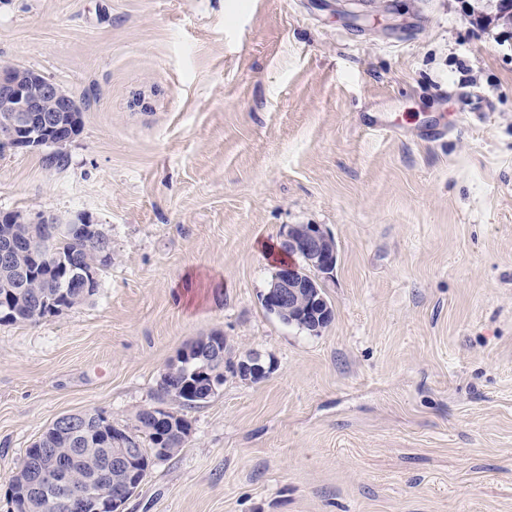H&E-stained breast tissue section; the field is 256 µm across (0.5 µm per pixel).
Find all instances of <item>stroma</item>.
<instances>
[{
  "label": "stroma",
  "instance_id": "stroma-1",
  "mask_svg": "<svg viewBox=\"0 0 512 512\" xmlns=\"http://www.w3.org/2000/svg\"><path fill=\"white\" fill-rule=\"evenodd\" d=\"M466 1L497 12L0 0V62L83 108L63 166L0 154V209L112 239L96 295L0 324V512L58 416L149 408L191 432L124 512H512V21ZM297 224L336 243L316 335L261 303ZM211 334L274 371L182 408L161 375Z\"/></svg>",
  "mask_w": 512,
  "mask_h": 512
}]
</instances>
